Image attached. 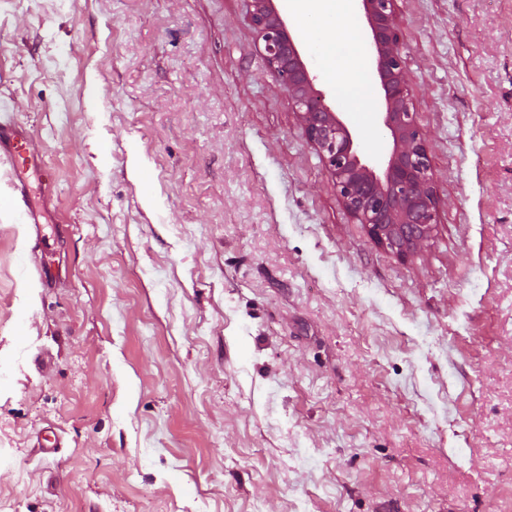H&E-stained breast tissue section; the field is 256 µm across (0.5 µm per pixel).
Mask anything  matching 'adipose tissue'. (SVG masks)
Instances as JSON below:
<instances>
[{
	"label": "adipose tissue",
	"mask_w": 512,
	"mask_h": 512,
	"mask_svg": "<svg viewBox=\"0 0 512 512\" xmlns=\"http://www.w3.org/2000/svg\"><path fill=\"white\" fill-rule=\"evenodd\" d=\"M288 8L302 23L318 20L339 44V51L324 56L325 66L340 70L352 62L357 71H364L361 33L353 22V0H288Z\"/></svg>",
	"instance_id": "1"
}]
</instances>
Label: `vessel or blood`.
Masks as SVG:
<instances>
[{"label": "vessel or blood", "mask_w": 512, "mask_h": 512, "mask_svg": "<svg viewBox=\"0 0 512 512\" xmlns=\"http://www.w3.org/2000/svg\"><path fill=\"white\" fill-rule=\"evenodd\" d=\"M34 156L35 148L21 123L13 117L0 121V165L8 167L9 202L27 224L33 223L34 216L23 174Z\"/></svg>", "instance_id": "b4317fda"}]
</instances>
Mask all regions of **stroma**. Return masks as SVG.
<instances>
[{"label": "stroma", "mask_w": 512, "mask_h": 512, "mask_svg": "<svg viewBox=\"0 0 512 512\" xmlns=\"http://www.w3.org/2000/svg\"><path fill=\"white\" fill-rule=\"evenodd\" d=\"M252 0H0V512H512V0H398L438 222L345 210ZM300 36L383 172L368 111ZM35 148L25 128L11 116L0 121V165H8L9 202L25 224H35L29 192L23 177L28 161L35 157Z\"/></svg>", "instance_id": "35a3bbf8"}]
</instances>
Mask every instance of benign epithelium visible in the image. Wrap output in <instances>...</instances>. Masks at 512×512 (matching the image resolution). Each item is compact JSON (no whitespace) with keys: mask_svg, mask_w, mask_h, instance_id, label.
<instances>
[{"mask_svg":"<svg viewBox=\"0 0 512 512\" xmlns=\"http://www.w3.org/2000/svg\"><path fill=\"white\" fill-rule=\"evenodd\" d=\"M396 0H361L370 28L373 65L384 101L383 125L393 148L378 176L360 157L356 139L339 113L324 102L287 22L270 0H253L250 21L263 54L301 117L306 140L333 175L336 190L351 216L366 226L376 243L405 255L430 235L438 204L431 160L416 124L404 78L395 14Z\"/></svg>","mask_w":512,"mask_h":512,"instance_id":"1","label":"benign epithelium"}]
</instances>
